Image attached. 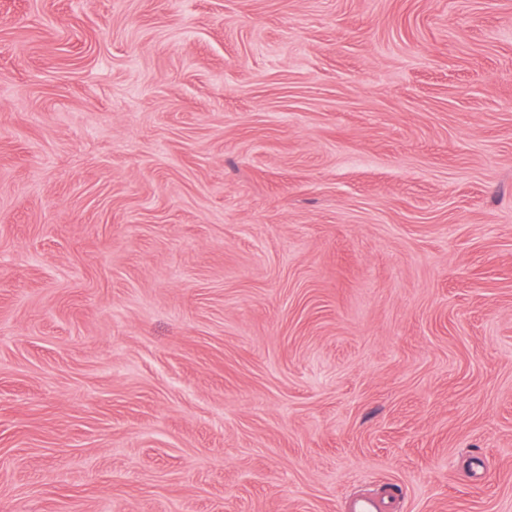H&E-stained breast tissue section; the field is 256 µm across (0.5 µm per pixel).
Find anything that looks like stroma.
I'll return each instance as SVG.
<instances>
[{"instance_id": "obj_1", "label": "stroma", "mask_w": 512, "mask_h": 512, "mask_svg": "<svg viewBox=\"0 0 512 512\" xmlns=\"http://www.w3.org/2000/svg\"><path fill=\"white\" fill-rule=\"evenodd\" d=\"M512 512V0H0V512Z\"/></svg>"}]
</instances>
